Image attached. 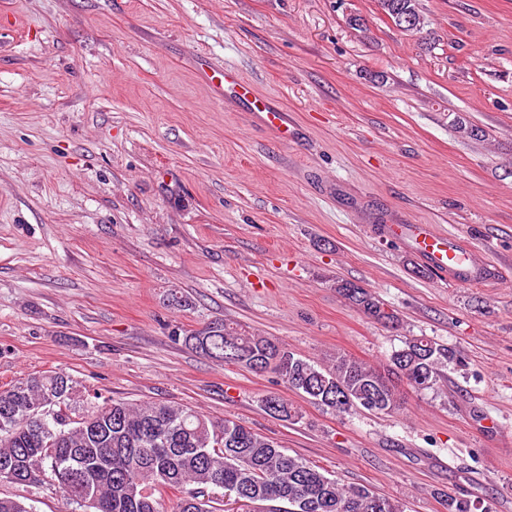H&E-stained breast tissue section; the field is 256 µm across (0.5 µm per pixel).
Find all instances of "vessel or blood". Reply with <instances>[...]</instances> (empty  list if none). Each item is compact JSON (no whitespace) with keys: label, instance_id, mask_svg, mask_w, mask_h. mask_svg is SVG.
<instances>
[{"label":"vessel or blood","instance_id":"vessel-or-blood-1","mask_svg":"<svg viewBox=\"0 0 512 512\" xmlns=\"http://www.w3.org/2000/svg\"><path fill=\"white\" fill-rule=\"evenodd\" d=\"M205 81L217 93L233 94L251 104L263 124L284 142L293 140L297 128L286 112L268 100L258 98L254 87L242 81L235 68L227 66L205 72ZM381 237L410 251L435 276L458 285L471 286L495 278L496 270L484 253L464 239L445 234L431 224H383L378 228Z\"/></svg>","mask_w":512,"mask_h":512}]
</instances>
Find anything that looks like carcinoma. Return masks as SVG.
<instances>
[{
	"label": "carcinoma",
	"mask_w": 512,
	"mask_h": 512,
	"mask_svg": "<svg viewBox=\"0 0 512 512\" xmlns=\"http://www.w3.org/2000/svg\"><path fill=\"white\" fill-rule=\"evenodd\" d=\"M349 304L385 325L394 311L364 287L336 284ZM205 356L253 372L270 371L289 389L333 412L391 415L403 407L396 382L433 389L461 355L425 337H410L377 369L344 352L320 363L274 337L214 321L183 333ZM285 421L299 411L283 397L262 399ZM10 482L40 490L57 483L82 512H405L402 502L287 453L273 439L230 419L176 402L101 398L63 372L32 374L0 389V468ZM447 512H490L469 497L446 494ZM0 512H34L0 497Z\"/></svg>",
	"instance_id": "obj_1"
}]
</instances>
